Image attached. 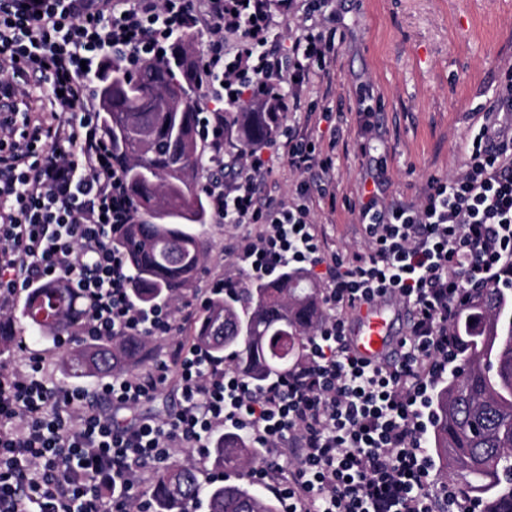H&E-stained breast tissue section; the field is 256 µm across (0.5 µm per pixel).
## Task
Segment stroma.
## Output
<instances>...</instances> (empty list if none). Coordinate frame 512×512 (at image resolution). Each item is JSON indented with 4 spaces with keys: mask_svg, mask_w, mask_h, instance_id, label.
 Here are the masks:
<instances>
[{
    "mask_svg": "<svg viewBox=\"0 0 512 512\" xmlns=\"http://www.w3.org/2000/svg\"><path fill=\"white\" fill-rule=\"evenodd\" d=\"M336 40L331 96L319 84L303 93L302 108L342 111L339 132L321 123L314 133L321 147H333L335 207L320 204L314 218L329 250L365 253L362 227L352 208L362 183L378 174L387 196L415 201L429 177L459 172L466 148L496 96L503 73L512 68V0H334ZM376 114L370 143H363L358 113ZM197 232L210 244L192 289L175 303L210 286L228 267L227 251L239 230L217 222ZM32 331L12 307L0 319V361L24 366L44 352L62 358L53 341H32ZM27 350H19L20 338Z\"/></svg>",
    "mask_w": 512,
    "mask_h": 512,
    "instance_id": "1",
    "label": "stroma"
}]
</instances>
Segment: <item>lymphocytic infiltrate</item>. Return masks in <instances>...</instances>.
I'll list each match as a JSON object with an SVG mask.
<instances>
[{"label": "lymphocytic infiltrate", "instance_id": "lymphocytic-infiltrate-1", "mask_svg": "<svg viewBox=\"0 0 512 512\" xmlns=\"http://www.w3.org/2000/svg\"><path fill=\"white\" fill-rule=\"evenodd\" d=\"M331 0H0V314L18 292L67 279L84 303L75 336L176 335L169 306L132 296L112 232L136 212L99 133L87 83L103 58L167 59L200 31L205 186L221 224L250 225L234 255L250 279L284 269L319 279L327 314L307 359L255 387L196 344L103 382L95 394L52 386L45 356L0 364V512H150L145 484L174 448L206 451L222 432L260 448L248 476L282 512H480L436 484L428 425L433 394L457 362L450 333L471 292L512 291V69L467 148L462 170L429 178L417 202L382 204L363 190L368 244L328 252L313 210L328 196L333 158L311 126L291 124L302 92L336 59ZM273 109L286 126L267 148L235 145L224 115ZM286 156L303 179L290 198L257 186ZM390 296L411 312L401 358L357 357L347 315ZM174 383L183 404L163 419L125 411Z\"/></svg>", "mask_w": 512, "mask_h": 512}]
</instances>
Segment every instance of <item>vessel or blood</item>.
I'll return each mask as SVG.
<instances>
[{
    "label": "vessel or blood",
    "mask_w": 512,
    "mask_h": 512,
    "mask_svg": "<svg viewBox=\"0 0 512 512\" xmlns=\"http://www.w3.org/2000/svg\"><path fill=\"white\" fill-rule=\"evenodd\" d=\"M347 337L354 352L372 364L399 356L402 334L394 328L392 300L380 298L358 306L347 324Z\"/></svg>",
    "instance_id": "vessel-or-blood-1"
}]
</instances>
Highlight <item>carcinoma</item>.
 I'll return each instance as SVG.
<instances>
[{
	"label": "carcinoma",
	"mask_w": 512,
	"mask_h": 512,
	"mask_svg": "<svg viewBox=\"0 0 512 512\" xmlns=\"http://www.w3.org/2000/svg\"><path fill=\"white\" fill-rule=\"evenodd\" d=\"M198 56L180 44L164 62L142 59L127 67L118 57L96 75L99 129L123 170L137 222L111 235L126 258L138 304L172 302L190 288L210 246L189 229L210 211L198 190L205 170L199 143ZM231 128L246 146H260L277 129L268 112H233ZM77 311L64 281L34 288L22 317L43 338L65 334ZM323 317L320 289L301 272L283 271L213 298L192 341L215 360H226L260 387L285 375L305 357L306 340ZM453 332L460 369L434 399L433 451L460 491L482 501L483 512H512V293L488 289L458 311ZM151 348L124 336L77 346L63 357L74 379L110 375ZM213 464L241 470L258 460L245 440L226 435L211 449ZM205 496L209 512H278L275 502L238 484L202 486L192 464L159 472L149 496L155 512H175Z\"/></svg>",
	"instance_id": "1"
}]
</instances>
